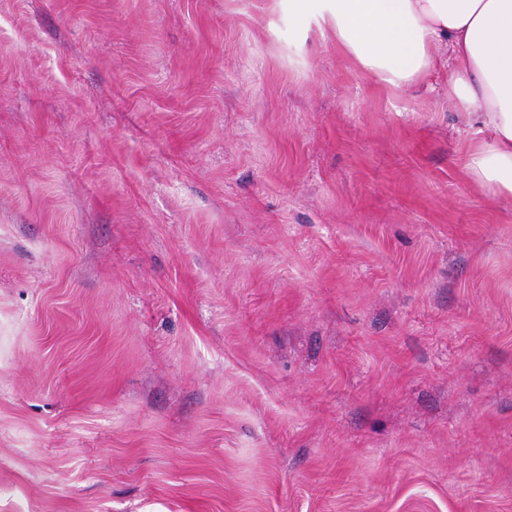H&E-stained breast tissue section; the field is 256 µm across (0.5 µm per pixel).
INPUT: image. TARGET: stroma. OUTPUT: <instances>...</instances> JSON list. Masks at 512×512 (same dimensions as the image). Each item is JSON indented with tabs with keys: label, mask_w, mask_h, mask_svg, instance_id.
<instances>
[{
	"label": "stroma",
	"mask_w": 512,
	"mask_h": 512,
	"mask_svg": "<svg viewBox=\"0 0 512 512\" xmlns=\"http://www.w3.org/2000/svg\"><path fill=\"white\" fill-rule=\"evenodd\" d=\"M302 27L0 0V512H512V199Z\"/></svg>",
	"instance_id": "stroma-1"
}]
</instances>
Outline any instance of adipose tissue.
I'll return each instance as SVG.
<instances>
[{"label":"adipose tissue","mask_w":512,"mask_h":512,"mask_svg":"<svg viewBox=\"0 0 512 512\" xmlns=\"http://www.w3.org/2000/svg\"><path fill=\"white\" fill-rule=\"evenodd\" d=\"M306 30L331 39L392 92L423 85L440 51L448 99L469 136L467 178L512 199V0H287Z\"/></svg>","instance_id":"1"}]
</instances>
